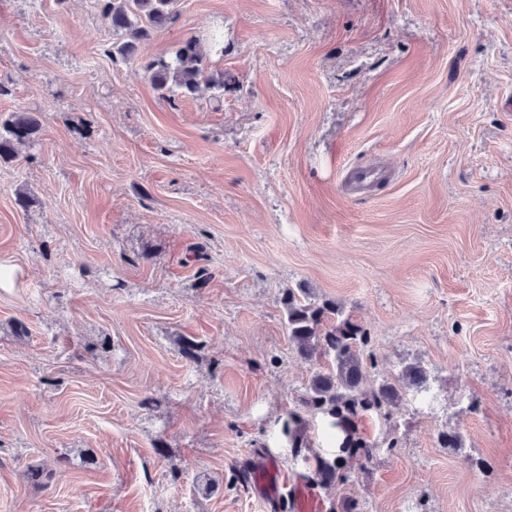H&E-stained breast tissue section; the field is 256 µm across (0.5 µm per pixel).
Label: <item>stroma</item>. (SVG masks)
Listing matches in <instances>:
<instances>
[{
  "instance_id": "stroma-1",
  "label": "stroma",
  "mask_w": 512,
  "mask_h": 512,
  "mask_svg": "<svg viewBox=\"0 0 512 512\" xmlns=\"http://www.w3.org/2000/svg\"><path fill=\"white\" fill-rule=\"evenodd\" d=\"M190 37L224 88L170 103L145 65ZM118 39L98 0H0V120L43 118L0 164V512H264L233 467L306 470L299 287L372 378L429 374L321 499L512 512V0H177ZM351 167L393 176L351 196Z\"/></svg>"
}]
</instances>
